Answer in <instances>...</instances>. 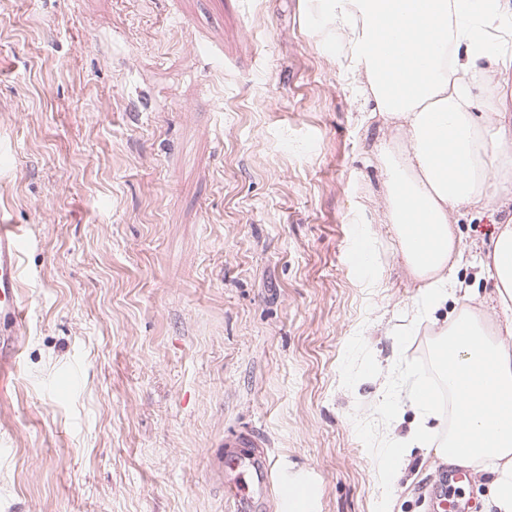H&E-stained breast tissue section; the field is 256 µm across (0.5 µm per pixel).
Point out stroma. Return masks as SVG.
Here are the masks:
<instances>
[{"instance_id": "stroma-1", "label": "stroma", "mask_w": 512, "mask_h": 512, "mask_svg": "<svg viewBox=\"0 0 512 512\" xmlns=\"http://www.w3.org/2000/svg\"><path fill=\"white\" fill-rule=\"evenodd\" d=\"M304 0H0V220L28 304L0 393V512H226L211 452L257 431L306 510L379 512L380 380L446 392L363 124ZM379 287L352 258L355 202ZM494 229L461 209L485 299ZM400 326L398 336L386 330ZM414 451L397 512H438Z\"/></svg>"}]
</instances>
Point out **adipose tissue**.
<instances>
[{
	"instance_id": "ef3b65f1",
	"label": "adipose tissue",
	"mask_w": 512,
	"mask_h": 512,
	"mask_svg": "<svg viewBox=\"0 0 512 512\" xmlns=\"http://www.w3.org/2000/svg\"><path fill=\"white\" fill-rule=\"evenodd\" d=\"M350 88L391 137L371 154L385 177L384 218L396 254L418 281L413 318L432 314L457 289L448 269L462 254L454 234L460 209L503 212L487 245L495 283L488 304L463 297L437 326L434 358L453 398L452 422L439 437L431 389L411 381L416 420L380 449V512L413 449L456 466L491 465V505L512 512V199L492 186L512 181V139L492 101L512 69V0H306Z\"/></svg>"
}]
</instances>
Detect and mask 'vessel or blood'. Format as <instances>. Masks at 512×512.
<instances>
[{"label": "vessel or blood", "instance_id": "obj_1", "mask_svg": "<svg viewBox=\"0 0 512 512\" xmlns=\"http://www.w3.org/2000/svg\"><path fill=\"white\" fill-rule=\"evenodd\" d=\"M19 235L13 225H0V389L12 382L22 345L26 306L19 296ZM265 443L250 429L228 432L212 452L211 470L223 476L228 465L244 468L246 484L227 487L228 512H257L273 482Z\"/></svg>", "mask_w": 512, "mask_h": 512}]
</instances>
